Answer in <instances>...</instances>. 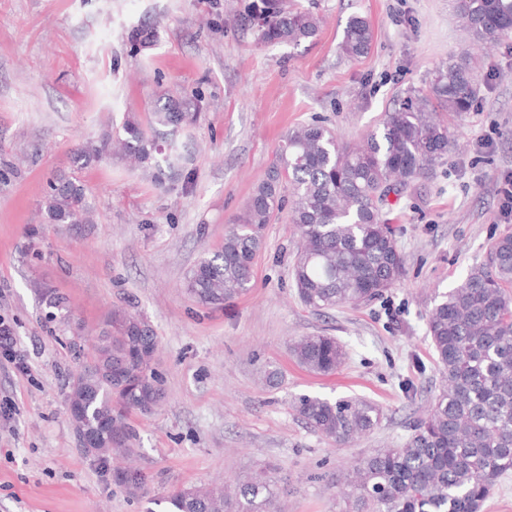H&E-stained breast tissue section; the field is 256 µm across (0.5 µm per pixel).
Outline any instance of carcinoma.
Instances as JSON below:
<instances>
[{
  "label": "carcinoma",
  "instance_id": "1",
  "mask_svg": "<svg viewBox=\"0 0 512 512\" xmlns=\"http://www.w3.org/2000/svg\"><path fill=\"white\" fill-rule=\"evenodd\" d=\"M452 10L470 43L483 51L512 34V0H452ZM247 17L264 44L298 45L316 38L320 21L288 0H254ZM154 27L132 31L139 50L155 41ZM373 31L367 18L349 17L343 54H368ZM481 56L449 58L433 72L429 90H411L384 113L381 127L359 147L334 131L308 124L285 135L284 146L253 191L224 244L199 259L185 287L211 308L246 293L263 232L286 203L301 243L292 277L301 303L313 310L358 306L393 287L404 274V258L384 208L428 175L448 153L449 127L442 110L458 117L476 98ZM198 105L166 93L157 98L149 126L126 120L112 137L73 151L74 172L57 174L45 198L55 224H91L93 210L75 172L118 151L152 172L163 187L186 170L187 143L181 130L197 122ZM48 323L70 322L66 297L35 283ZM428 335L444 385L427 413L398 448H378L351 466L347 485L352 512H480L497 480L512 471V233L496 238L485 259L458 286L434 299ZM157 337L151 326L123 310L112 311L90 362L72 382L69 398L90 417L112 424V457L135 452L136 434L127 416L156 410L162 377L153 368ZM296 363L316 375L336 372L347 359L343 345L325 334L294 343ZM298 417L313 431L346 445L381 422L378 404L361 397L329 400L300 395ZM115 483L132 493L145 481L131 467L113 469ZM168 500L174 512H279L276 482L261 472L241 482L234 495L222 488H181Z\"/></svg>",
  "mask_w": 512,
  "mask_h": 512
}]
</instances>
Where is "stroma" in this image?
Segmentation results:
<instances>
[{"instance_id":"35a3bbf8","label":"stroma","mask_w":512,"mask_h":512,"mask_svg":"<svg viewBox=\"0 0 512 512\" xmlns=\"http://www.w3.org/2000/svg\"><path fill=\"white\" fill-rule=\"evenodd\" d=\"M251 0H0V321L23 367L0 355V512H169L178 487L236 484L266 471L283 512H348L344 476L371 449L402 445L442 386L427 314L512 223L498 185L512 172V38L487 49L473 109L452 121L451 147L389 217L405 258L401 280L367 304L313 311L291 264L299 234L288 212L264 230L252 288L221 308L199 305L185 279L220 249L284 144L319 120L359 144L384 112L428 86L448 56L472 46L450 0H295L321 19L315 40L261 45L241 20ZM373 30L370 52L340 51L352 14ZM157 39L131 50L133 26ZM196 96L189 176L157 188L112 157L78 176L90 224H51L43 201L72 151L126 117L147 122L164 93ZM72 308L47 325L33 281ZM154 330L164 397L131 413L137 495L109 463L85 455L67 395L114 308ZM326 334L345 347L329 376L298 366L295 337ZM278 369V384L266 382ZM307 394L377 403L380 425L351 446L308 428L292 401Z\"/></svg>"}]
</instances>
